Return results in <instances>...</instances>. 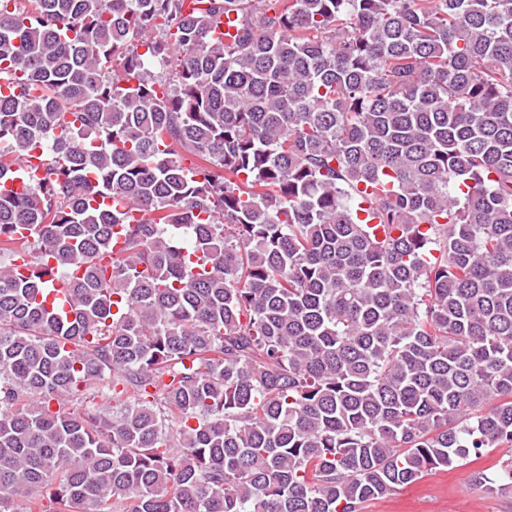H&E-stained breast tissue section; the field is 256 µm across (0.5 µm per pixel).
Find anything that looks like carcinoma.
Returning <instances> with one entry per match:
<instances>
[{"mask_svg":"<svg viewBox=\"0 0 512 512\" xmlns=\"http://www.w3.org/2000/svg\"><path fill=\"white\" fill-rule=\"evenodd\" d=\"M2 79L0 512H365L512 447V0H0Z\"/></svg>","mask_w":512,"mask_h":512,"instance_id":"1","label":"carcinoma"}]
</instances>
